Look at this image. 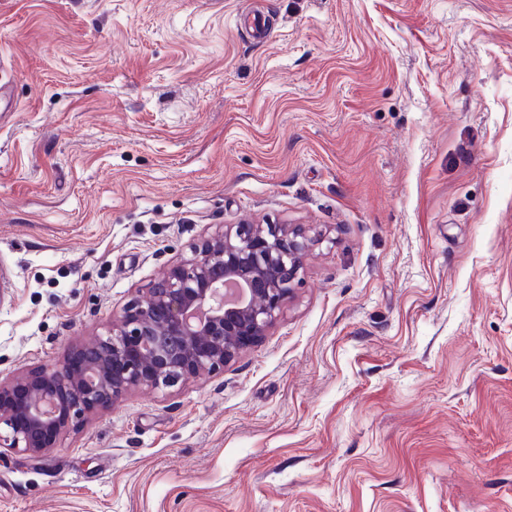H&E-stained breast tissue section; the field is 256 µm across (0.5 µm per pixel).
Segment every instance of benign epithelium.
Here are the masks:
<instances>
[{
	"instance_id": "7a95c632",
	"label": "benign epithelium",
	"mask_w": 512,
	"mask_h": 512,
	"mask_svg": "<svg viewBox=\"0 0 512 512\" xmlns=\"http://www.w3.org/2000/svg\"><path fill=\"white\" fill-rule=\"evenodd\" d=\"M317 241L285 224H227L208 235L93 343L0 381V448L42 456L70 425L132 389L223 370L280 318Z\"/></svg>"
}]
</instances>
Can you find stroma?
Instances as JSON below:
<instances>
[{
  "label": "stroma",
  "mask_w": 512,
  "mask_h": 512,
  "mask_svg": "<svg viewBox=\"0 0 512 512\" xmlns=\"http://www.w3.org/2000/svg\"><path fill=\"white\" fill-rule=\"evenodd\" d=\"M243 220L321 235L274 327L0 512H512V0H0V380Z\"/></svg>",
  "instance_id": "stroma-1"
}]
</instances>
